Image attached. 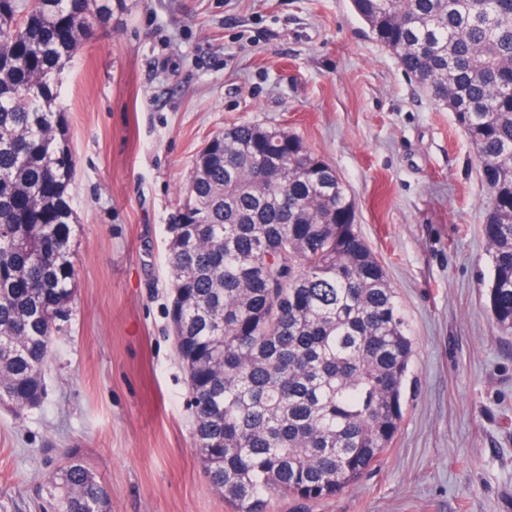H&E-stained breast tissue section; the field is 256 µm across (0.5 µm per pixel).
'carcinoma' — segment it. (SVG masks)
<instances>
[{
    "mask_svg": "<svg viewBox=\"0 0 512 512\" xmlns=\"http://www.w3.org/2000/svg\"><path fill=\"white\" fill-rule=\"evenodd\" d=\"M374 40L455 116L490 206L488 309L512 335V0H350ZM112 0H0V405L42 401L74 299L76 171L61 74ZM336 170L283 128L241 123L196 153L168 227L194 446L231 512L328 500L392 445L413 342ZM56 512H111L63 452Z\"/></svg>",
    "mask_w": 512,
    "mask_h": 512,
    "instance_id": "cac0c4a2",
    "label": "carcinoma"
}]
</instances>
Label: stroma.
Returning <instances> with one entry per match:
<instances>
[{"instance_id":"1","label":"stroma","mask_w":512,"mask_h":512,"mask_svg":"<svg viewBox=\"0 0 512 512\" xmlns=\"http://www.w3.org/2000/svg\"><path fill=\"white\" fill-rule=\"evenodd\" d=\"M77 171L75 297L43 403L0 407V512H50L67 448L112 512H230L193 444L167 317V226L205 140L298 134L349 189L414 339L403 418L342 495L273 512H512V336L482 280L490 192L453 113L406 76L349 0H123L62 74Z\"/></svg>"}]
</instances>
